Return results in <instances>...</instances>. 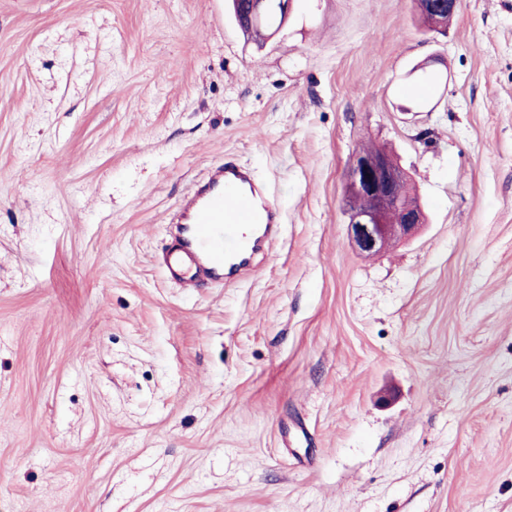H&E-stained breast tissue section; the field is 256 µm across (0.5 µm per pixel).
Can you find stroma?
<instances>
[{
  "label": "stroma",
  "mask_w": 512,
  "mask_h": 512,
  "mask_svg": "<svg viewBox=\"0 0 512 512\" xmlns=\"http://www.w3.org/2000/svg\"><path fill=\"white\" fill-rule=\"evenodd\" d=\"M371 142L427 222L367 256ZM229 158L282 236L182 288ZM0 512H512V0H296L261 47L225 0H0ZM417 1V11L420 20L427 26H431L430 18L433 21V26L442 28L448 24L450 19L457 11L460 1L459 0H426L427 1V16L424 13L425 5L423 0ZM414 1V2H415Z\"/></svg>",
  "instance_id": "stroma-1"
}]
</instances>
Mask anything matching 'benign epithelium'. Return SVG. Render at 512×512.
<instances>
[{
    "instance_id": "benign-epithelium-1",
    "label": "benign epithelium",
    "mask_w": 512,
    "mask_h": 512,
    "mask_svg": "<svg viewBox=\"0 0 512 512\" xmlns=\"http://www.w3.org/2000/svg\"><path fill=\"white\" fill-rule=\"evenodd\" d=\"M459 0H427L433 26L442 28L457 11ZM404 171L383 149L358 151L350 163L344 183L343 210L349 237L368 255L413 233L423 223L417 200L404 194Z\"/></svg>"
}]
</instances>
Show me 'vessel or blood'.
<instances>
[{
    "label": "vessel or blood",
    "instance_id": "b4317fda",
    "mask_svg": "<svg viewBox=\"0 0 512 512\" xmlns=\"http://www.w3.org/2000/svg\"><path fill=\"white\" fill-rule=\"evenodd\" d=\"M178 218L158 262L170 280L189 289L252 273L255 255L277 239L282 222L276 196L231 161L194 184Z\"/></svg>",
    "mask_w": 512,
    "mask_h": 512
}]
</instances>
